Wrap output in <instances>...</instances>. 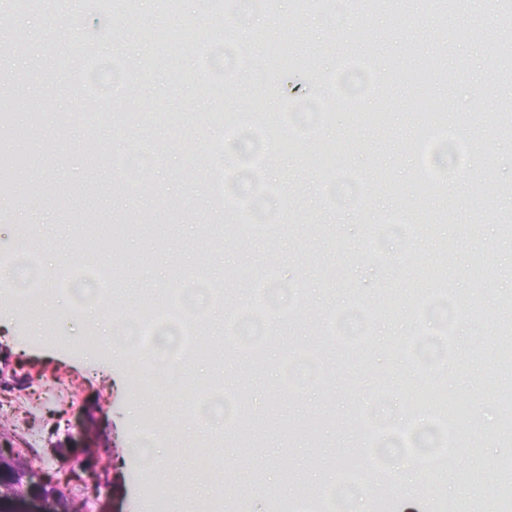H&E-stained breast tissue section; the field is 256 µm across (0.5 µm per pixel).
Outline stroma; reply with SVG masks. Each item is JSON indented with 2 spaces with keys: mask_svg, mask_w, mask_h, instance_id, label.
Returning a JSON list of instances; mask_svg holds the SVG:
<instances>
[{
  "mask_svg": "<svg viewBox=\"0 0 512 512\" xmlns=\"http://www.w3.org/2000/svg\"><path fill=\"white\" fill-rule=\"evenodd\" d=\"M512 0H96L93 13L71 0L52 9L0 10V32L25 29L23 52L0 47V80L24 75L22 92L0 97L10 119L0 125V430L14 450H31L37 473H54L71 456L69 425L88 416L106 469L96 493L84 483L65 490L86 512H329L332 496L360 512H486L512 464V433L501 421L512 365L499 349L512 345V55L504 73H489L487 42L452 39L455 29L496 31ZM130 36L122 64L141 75L123 96L91 95L82 74H39L63 54H82L102 35L100 19ZM238 27L252 37L250 60L237 41L212 35ZM440 62L431 90L449 113L447 152L434 153L429 122L416 106L411 79L425 59ZM224 72V96L208 82ZM369 83L365 105L336 87ZM297 85L288 95L287 85ZM53 97V120L32 122L33 101ZM500 111L497 124L486 116ZM381 114L372 122V114ZM165 153H157L159 145ZM337 148L335 168L321 161ZM30 158L14 168V156ZM248 162L235 203L224 191V159ZM444 167L449 190L415 193L417 170ZM399 193L385 189V182ZM372 200L369 208L349 198ZM415 218L409 234L403 217ZM111 250L88 253L89 235ZM31 236L45 250L19 263ZM495 273L477 281V265ZM192 265L204 282L166 277ZM221 284L225 308L275 301L273 338L264 365L241 370L234 337L247 319L208 318L190 325L203 368L184 392L156 393L141 346L112 347L109 326L139 335L152 318L150 349L162 358L176 339L174 312L184 304L209 310V284ZM100 290L88 317L76 288ZM447 289L451 310L418 320L412 304ZM479 291L485 319L467 315ZM442 345L451 337L452 374L422 371L405 352L409 336ZM313 350L324 381L309 383L298 360ZM73 381L79 408L47 391L53 376ZM222 386L209 400L208 433L190 429L185 408L196 391ZM435 388L466 402L454 424L461 454L447 467L417 466L416 501L393 469L367 467L369 442L385 429L386 456L409 454L421 428L414 412L443 413L420 393ZM381 392L375 418L361 406L364 389ZM247 401L245 420L223 427L224 401ZM252 464L240 474L239 449ZM212 486L216 495L168 497L160 477Z\"/></svg>",
  "mask_w": 512,
  "mask_h": 512,
  "instance_id": "35a3bbf8",
  "label": "stroma"
}]
</instances>
